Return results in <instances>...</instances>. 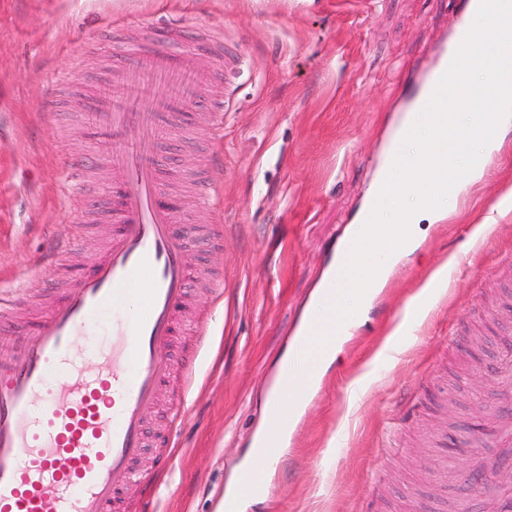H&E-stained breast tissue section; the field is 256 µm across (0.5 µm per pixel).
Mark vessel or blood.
I'll list each match as a JSON object with an SVG mask.
<instances>
[{"label":"vessel or blood","instance_id":"b4317fda","mask_svg":"<svg viewBox=\"0 0 512 512\" xmlns=\"http://www.w3.org/2000/svg\"><path fill=\"white\" fill-rule=\"evenodd\" d=\"M111 49L135 90L91 100L93 127L106 148L70 163L69 175L95 166L109 171L112 239L106 254L50 302L22 355L0 360V512H120L124 490L144 483L137 459L148 446L147 419L173 372L166 349L190 301V241L175 231L174 211L160 198L159 168L146 141L159 114L192 102L210 83L211 72L196 67L194 57L223 60L224 45L207 27L190 40L170 27L159 39L117 36ZM447 68L443 49L407 111L422 112ZM194 187L197 208L216 207L211 178L195 179ZM346 258L343 251L334 257L336 273L321 285L325 301L311 308V327L349 331V323L335 325L332 311ZM106 319V359L86 371L77 347ZM306 350V341L297 342L281 363L283 383L315 375L322 357ZM267 410L273 424L243 468L239 489L262 485L282 457V431L295 422L298 404L274 394Z\"/></svg>","mask_w":512,"mask_h":512}]
</instances>
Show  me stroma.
I'll list each match as a JSON object with an SVG mask.
<instances>
[{"mask_svg":"<svg viewBox=\"0 0 512 512\" xmlns=\"http://www.w3.org/2000/svg\"><path fill=\"white\" fill-rule=\"evenodd\" d=\"M467 9V0H0V297L20 303L26 326L112 235L98 172L80 186L67 166L92 148L84 103L112 68L113 27L135 37L147 26L204 25L239 60L218 68L184 130L150 146L176 213L189 210L183 159L223 193L220 208L177 227L196 235L214 225L220 239L186 256L190 308L213 320L206 346L180 333L169 349L200 362L154 512H216L329 248L354 224L400 106ZM70 72L77 80L60 84ZM217 110L223 130L201 146ZM421 229L324 372L270 495L244 512H448L453 503L493 512L457 474L467 438L489 432L508 406L500 368L512 352V141L489 153L449 216ZM55 243L65 251L42 268ZM442 266L441 286L405 322ZM211 275L224 279L217 305L199 286ZM482 332L488 351L476 360L470 338ZM182 397V378L163 386L142 471L152 472Z\"/></svg>","mask_w":512,"mask_h":512,"instance_id":"stroma-1","label":"stroma"}]
</instances>
